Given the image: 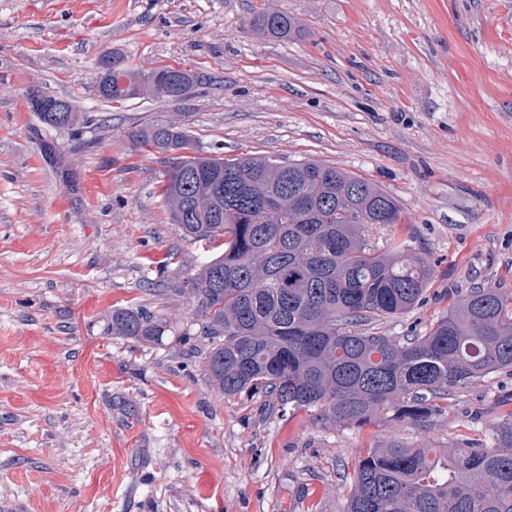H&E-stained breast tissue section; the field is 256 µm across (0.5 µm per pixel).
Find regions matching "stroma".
Wrapping results in <instances>:
<instances>
[{
	"instance_id": "stroma-1",
	"label": "stroma",
	"mask_w": 512,
	"mask_h": 512,
	"mask_svg": "<svg viewBox=\"0 0 512 512\" xmlns=\"http://www.w3.org/2000/svg\"><path fill=\"white\" fill-rule=\"evenodd\" d=\"M259 7L297 31L257 37ZM113 49L198 84L105 102ZM33 87L87 124L39 128ZM161 119L221 157L322 160L395 196L404 224L371 241L399 233L441 265L381 334L425 331L473 285L512 293V0H0V512H341L349 468L387 438L445 448L492 429L509 370L425 427L325 425L215 391L172 293L209 254L171 221L162 156L126 138ZM139 305L171 331L107 335Z\"/></svg>"
}]
</instances>
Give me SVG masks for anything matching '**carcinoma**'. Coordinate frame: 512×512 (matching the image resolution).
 I'll return each instance as SVG.
<instances>
[{"instance_id":"obj_1","label":"carcinoma","mask_w":512,"mask_h":512,"mask_svg":"<svg viewBox=\"0 0 512 512\" xmlns=\"http://www.w3.org/2000/svg\"><path fill=\"white\" fill-rule=\"evenodd\" d=\"M258 36L287 37L288 14L258 9ZM96 93L107 102L182 99L197 77L149 72L107 52ZM40 123L73 130L84 116L62 102ZM135 149L168 155L160 185L181 235L224 251L173 289L204 342L205 372L221 395L258 390L279 412L314 411L320 423L364 426L384 416L426 425L456 393L512 369V295L470 288L424 334L372 331L420 308L437 263L392 234L383 248L368 226L404 222L399 200L377 184L316 159L209 155L185 128L160 121L127 133ZM171 322L146 306L112 313V336L157 341ZM344 512H512V410L488 434L455 448L391 440L355 461Z\"/></svg>"}]
</instances>
